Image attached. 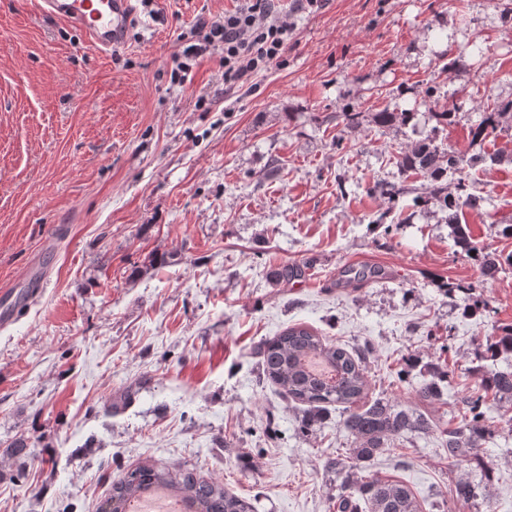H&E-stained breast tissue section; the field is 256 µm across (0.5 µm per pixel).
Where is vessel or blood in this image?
Wrapping results in <instances>:
<instances>
[{"label":"vessel or blood","instance_id":"1","mask_svg":"<svg viewBox=\"0 0 512 512\" xmlns=\"http://www.w3.org/2000/svg\"><path fill=\"white\" fill-rule=\"evenodd\" d=\"M136 0H39L41 10L78 28L87 44L110 52L124 44ZM44 282L40 266L30 268L23 287L0 291V326L15 321L21 307L37 297Z\"/></svg>","mask_w":512,"mask_h":512}]
</instances>
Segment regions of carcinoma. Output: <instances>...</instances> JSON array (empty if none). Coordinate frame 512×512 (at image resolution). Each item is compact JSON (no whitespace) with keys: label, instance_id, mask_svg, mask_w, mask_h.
I'll use <instances>...</instances> for the list:
<instances>
[{"label":"carcinoma","instance_id":"carcinoma-1","mask_svg":"<svg viewBox=\"0 0 512 512\" xmlns=\"http://www.w3.org/2000/svg\"><path fill=\"white\" fill-rule=\"evenodd\" d=\"M482 53L475 42L448 51L449 68L461 67V58ZM417 113L388 112L374 114V123L386 128L395 120L416 130ZM362 112L348 106L336 113V144L344 140L345 132L358 127ZM512 122V100L495 101L482 113L470 134L475 142L496 138L504 130L506 121ZM496 158L474 155L461 158L456 152L442 149L431 136L415 141L410 150L394 157L400 178L396 181L376 182L371 191L395 202L411 195L413 201L426 207L443 210L463 205L475 207L481 197L474 193L467 169ZM483 275H494L506 262L512 265V256L504 259L493 252H480ZM369 344L351 351L326 342L307 326L296 324L279 335L261 343L257 348L262 379L281 388L292 400L304 405L301 427L309 429L320 421L331 405L343 406L341 426L352 438V448L344 457L327 458L326 471L339 480L338 493L332 498V512H416L418 504L411 489L401 481L381 479L374 475L360 484L352 480L355 470L365 466L399 440H415L439 433L448 459L461 465L482 461L481 449L489 433L488 412L491 402H512V371L491 370L482 375L481 382L463 400L465 411L459 422L441 428L440 421L426 409V405L440 397V383L448 379V371L438 365L420 373L422 380L416 387L420 404L404 406L384 398L360 403L368 386L366 361ZM512 352V327L501 329L498 336L486 337L485 352L478 360ZM313 355L321 358L335 371V379L327 382L306 371L302 360ZM153 487H164L181 494L192 506L193 512H254L252 504L224 489V486L198 477L191 469L170 471L153 465H143L119 471L112 480L110 495L101 503L99 512H127L126 505L136 495ZM457 504L466 507L487 493L482 485L461 477L451 489Z\"/></svg>","mask_w":512,"mask_h":512}]
</instances>
